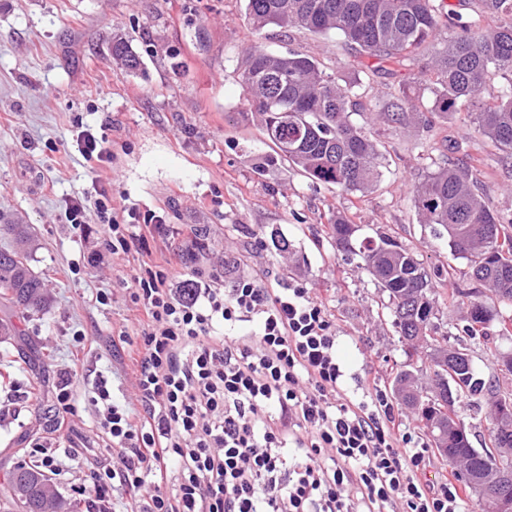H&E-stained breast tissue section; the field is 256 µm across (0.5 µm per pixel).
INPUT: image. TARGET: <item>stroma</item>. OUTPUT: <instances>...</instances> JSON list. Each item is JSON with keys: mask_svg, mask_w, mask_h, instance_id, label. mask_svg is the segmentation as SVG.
Returning <instances> with one entry per match:
<instances>
[{"mask_svg": "<svg viewBox=\"0 0 512 512\" xmlns=\"http://www.w3.org/2000/svg\"><path fill=\"white\" fill-rule=\"evenodd\" d=\"M244 11V0H0V211L32 227L38 248L31 265L52 297L46 310L28 314L0 304V319L16 328L0 342V479L30 462L31 448L61 445L49 414L61 371L73 376L76 446L107 443L88 402L96 381L106 380L115 399L133 396L127 351L111 339L135 330L129 289L137 255L106 253L99 233L74 229L66 217L70 198L103 189L120 223L132 209L141 220L162 217L175 233L154 236L148 246L153 258L169 259L178 278L225 258L234 266L224 287L249 276L272 288H312L336 319L349 373L385 388L404 361L392 318L372 276L337 256L327 224L341 212L363 235L389 229L428 270L453 268L439 291L471 288L467 262L422 223L409 192L434 171L450 136L486 206L512 217V158L477 131L465 106L419 135L374 124L386 160L363 195L312 183L283 160L268 164L272 149L256 117L245 113L239 80L251 45L297 49L328 72L360 77L362 100L377 111L391 97L392 80L374 74L375 60L353 55L336 33L270 26L258 35ZM116 34L140 55L138 71L113 58ZM86 129L105 136L110 160L80 154ZM197 228L207 231L206 247L190 259L185 250ZM275 237L287 250L272 245ZM100 294L107 304L97 302Z\"/></svg>", "mask_w": 512, "mask_h": 512, "instance_id": "35a3bbf8", "label": "stroma"}]
</instances>
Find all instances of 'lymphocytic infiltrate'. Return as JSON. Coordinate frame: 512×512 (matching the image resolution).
<instances>
[{
    "label": "lymphocytic infiltrate",
    "instance_id": "1",
    "mask_svg": "<svg viewBox=\"0 0 512 512\" xmlns=\"http://www.w3.org/2000/svg\"><path fill=\"white\" fill-rule=\"evenodd\" d=\"M101 224L126 254L166 225L121 224L109 199H76L66 215ZM133 279L136 406L92 391L110 436L87 512H112L122 490L133 512H465L456 484L434 481L428 447L376 382L349 385L336 322L296 283L269 288L195 272L183 292L166 265Z\"/></svg>",
    "mask_w": 512,
    "mask_h": 512
}]
</instances>
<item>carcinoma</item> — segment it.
I'll list each match as a JSON object with an SVG mask.
<instances>
[{
	"label": "carcinoma",
	"mask_w": 512,
	"mask_h": 512,
	"mask_svg": "<svg viewBox=\"0 0 512 512\" xmlns=\"http://www.w3.org/2000/svg\"><path fill=\"white\" fill-rule=\"evenodd\" d=\"M245 18L259 34L266 27L297 28L316 34L337 32L357 53L382 64L417 62L418 71L398 81L388 111L377 113L384 122L428 132L434 118H448L469 103L477 130L512 156V82L490 83L492 71L512 74V0H479L483 12L497 25L488 31L477 21L444 9V0H245ZM443 41L444 48L423 54ZM112 57L129 71L141 65L129 40L112 37ZM241 84L249 111L274 152L273 159L300 168L313 182L347 193L369 192L376 184L385 157L371 139L368 123L351 120L366 112L357 79L328 73L313 57L297 50L275 54L261 45L246 52ZM429 92L428 102L416 90ZM454 143L431 175L411 189L416 210L435 236L448 239L455 258L468 262L471 278L500 299L512 303V219L487 208L474 190L476 176L458 159ZM12 238L0 248V299L24 311H40L50 304L41 276L30 265L36 236L27 224L0 225ZM361 225L337 215L326 233L346 260L355 261L373 276L382 291V308L408 359L424 349L429 361L432 396L415 387L413 371L402 369L392 379L401 405L413 411L443 461L469 489L491 470L512 472V415H500L503 391L493 379L475 371L467 344L448 343L437 335L438 299L434 281L416 252L385 231L360 237ZM463 304L469 321L464 332L471 341L489 343L492 323L499 334L512 333V318L487 304L479 289H454L448 309ZM492 401L487 415L488 442L475 448L460 412L482 397ZM456 421L448 422V414ZM30 479L29 500L18 503L12 476L5 478L3 510L19 505L24 512H43L47 477L37 466L20 464Z\"/></svg>",
	"instance_id": "carcinoma-1"
}]
</instances>
